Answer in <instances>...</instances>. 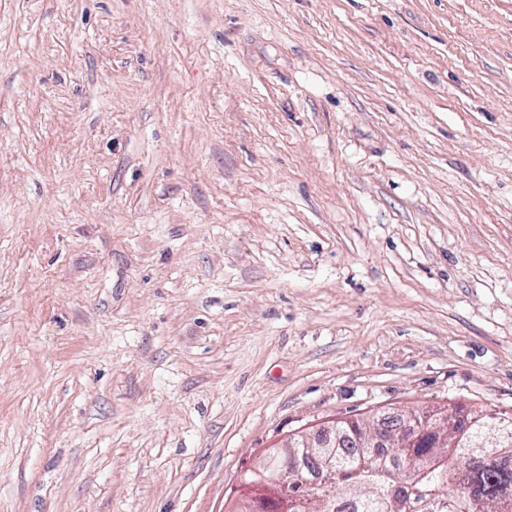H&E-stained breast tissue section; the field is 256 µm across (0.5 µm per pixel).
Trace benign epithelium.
<instances>
[{
    "label": "benign epithelium",
    "mask_w": 512,
    "mask_h": 512,
    "mask_svg": "<svg viewBox=\"0 0 512 512\" xmlns=\"http://www.w3.org/2000/svg\"><path fill=\"white\" fill-rule=\"evenodd\" d=\"M466 414L447 408L431 412L427 426H420L409 414L395 415L394 429L386 432L382 429L385 417H379L376 423L369 426L364 422H349L350 429L359 440L361 448H411L421 440L427 438L434 448H445L448 445V437L456 435L455 426L465 424ZM304 444L311 452L321 456L326 448H337L343 445L344 437L336 433V421H328L321 425L315 433L302 432L294 435L277 447L282 457L283 464L280 472L269 482L273 486L274 493L269 495L273 500H286L290 496L299 494L300 481L296 477L294 465L290 462L291 449L298 444Z\"/></svg>",
    "instance_id": "1"
}]
</instances>
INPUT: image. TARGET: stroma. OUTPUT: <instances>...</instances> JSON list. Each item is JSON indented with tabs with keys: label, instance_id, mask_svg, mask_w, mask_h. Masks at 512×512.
Here are the masks:
<instances>
[{
	"label": "stroma",
	"instance_id": "stroma-1",
	"mask_svg": "<svg viewBox=\"0 0 512 512\" xmlns=\"http://www.w3.org/2000/svg\"><path fill=\"white\" fill-rule=\"evenodd\" d=\"M445 407L512 414V0H0V512Z\"/></svg>",
	"mask_w": 512,
	"mask_h": 512
}]
</instances>
